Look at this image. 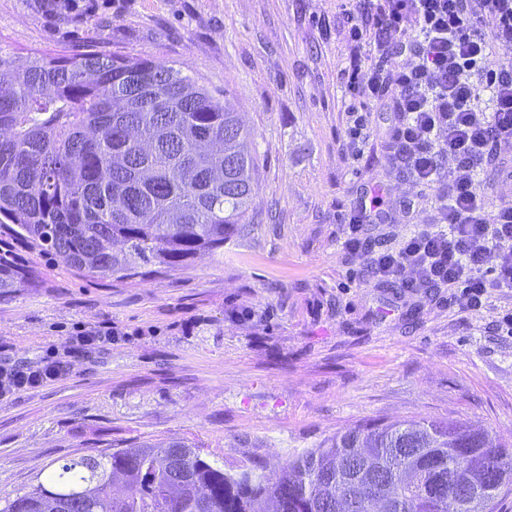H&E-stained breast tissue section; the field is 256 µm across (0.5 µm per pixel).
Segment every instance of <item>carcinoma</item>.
Here are the masks:
<instances>
[{"mask_svg": "<svg viewBox=\"0 0 512 512\" xmlns=\"http://www.w3.org/2000/svg\"><path fill=\"white\" fill-rule=\"evenodd\" d=\"M252 133L224 99L150 58L87 50L23 66L0 48V298L41 284L12 241L122 283L224 247L255 191ZM512 450L454 420L360 425L270 476L181 440L54 462L0 512H495Z\"/></svg>", "mask_w": 512, "mask_h": 512, "instance_id": "obj_1", "label": "carcinoma"}]
</instances>
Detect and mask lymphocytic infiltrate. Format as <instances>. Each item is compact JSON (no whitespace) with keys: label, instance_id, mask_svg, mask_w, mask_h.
<instances>
[{"label":"lymphocytic infiltrate","instance_id":"1","mask_svg":"<svg viewBox=\"0 0 512 512\" xmlns=\"http://www.w3.org/2000/svg\"><path fill=\"white\" fill-rule=\"evenodd\" d=\"M349 22L351 40L375 51L367 67L348 71L351 98L379 100L399 116L387 159L418 186L448 175L442 230L422 225L398 251L380 253L376 276L408 288L448 285L462 311L480 309L491 291L511 293L512 202L487 210L473 168L512 150V0H362ZM484 90L489 113L475 109ZM67 372L52 356L0 361V400Z\"/></svg>","mask_w":512,"mask_h":512}]
</instances>
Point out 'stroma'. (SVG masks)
I'll use <instances>...</instances> for the list:
<instances>
[{"label": "stroma", "instance_id": "stroma-1", "mask_svg": "<svg viewBox=\"0 0 512 512\" xmlns=\"http://www.w3.org/2000/svg\"><path fill=\"white\" fill-rule=\"evenodd\" d=\"M0 0V48L96 49L173 64L226 92L256 144L255 228L182 270L124 283L28 253L42 277L0 299V359L64 356L76 326L111 345L64 377L0 401V501L89 448L182 439L230 470L285 466L370 421L453 418L512 446V295L462 313L452 289L392 293L371 261L414 227L344 218L381 182L393 113L366 101L367 144L348 149L344 72L369 61L348 37L355 0Z\"/></svg>", "mask_w": 512, "mask_h": 512}]
</instances>
